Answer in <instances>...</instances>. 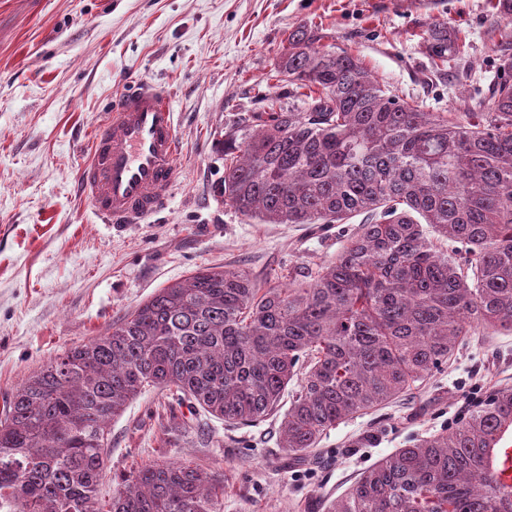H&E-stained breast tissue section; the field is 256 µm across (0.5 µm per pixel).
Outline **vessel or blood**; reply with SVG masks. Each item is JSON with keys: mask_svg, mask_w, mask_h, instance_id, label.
<instances>
[{"mask_svg": "<svg viewBox=\"0 0 512 512\" xmlns=\"http://www.w3.org/2000/svg\"><path fill=\"white\" fill-rule=\"evenodd\" d=\"M179 153L171 94L140 82L115 99L96 129L77 189L101 223H146L170 204Z\"/></svg>", "mask_w": 512, "mask_h": 512, "instance_id": "vessel-or-blood-1", "label": "vessel or blood"}]
</instances>
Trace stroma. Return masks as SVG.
<instances>
[{
    "label": "stroma",
    "instance_id": "obj_1",
    "mask_svg": "<svg viewBox=\"0 0 512 512\" xmlns=\"http://www.w3.org/2000/svg\"><path fill=\"white\" fill-rule=\"evenodd\" d=\"M436 22L464 44L441 65L427 49ZM301 25L428 112L488 97L512 46L504 0H0V399L196 269L240 267L285 286L335 258L351 225L254 224L218 192L216 142L287 97L269 75ZM143 79L172 93L181 179L153 222L100 224L77 175L104 112ZM505 385L512 332L478 329L441 372L330 429L316 463L298 465L282 459L276 419L230 427L151 389L112 422L99 499L110 501L121 476L168 459L221 481V512H323L380 459L459 422L470 393ZM170 411L187 429L167 437Z\"/></svg>",
    "mask_w": 512,
    "mask_h": 512
}]
</instances>
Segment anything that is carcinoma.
<instances>
[{
  "instance_id": "1",
  "label": "carcinoma",
  "mask_w": 512,
  "mask_h": 512,
  "mask_svg": "<svg viewBox=\"0 0 512 512\" xmlns=\"http://www.w3.org/2000/svg\"><path fill=\"white\" fill-rule=\"evenodd\" d=\"M430 52L461 54L435 23ZM306 25L288 35L269 101L217 144L220 194L256 224H364L309 282L263 288L212 266L158 289L101 336L32 373L0 409V512H220L222 488L163 460L101 507L112 419L148 387L230 425L282 415L303 462L340 422L448 364L480 327L512 332V57L487 98L424 112ZM512 388L362 472L325 512H512L501 440Z\"/></svg>"
}]
</instances>
